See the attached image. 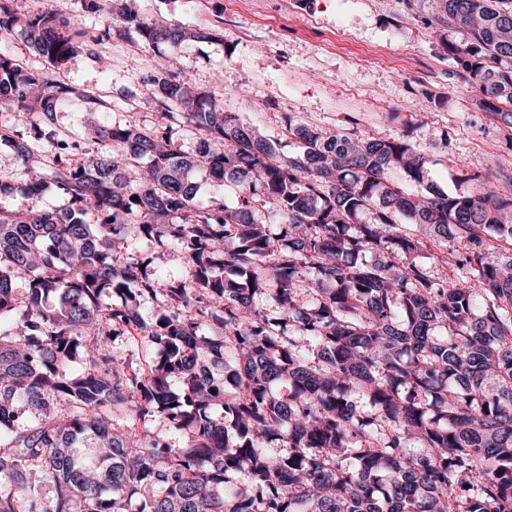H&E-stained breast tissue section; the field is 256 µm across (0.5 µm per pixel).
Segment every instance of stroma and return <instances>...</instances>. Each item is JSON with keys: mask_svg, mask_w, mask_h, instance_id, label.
Masks as SVG:
<instances>
[{"mask_svg": "<svg viewBox=\"0 0 512 512\" xmlns=\"http://www.w3.org/2000/svg\"><path fill=\"white\" fill-rule=\"evenodd\" d=\"M148 18L211 28L210 42L163 53L113 37L73 58L66 76L112 98L105 123L152 128L162 118L142 99L137 76L174 65L220 95L263 135L296 156L284 115L325 130L404 139L424 153L427 181L455 195L462 173L493 183L512 175V134L492 119L478 88L459 77L447 51L460 37L435 22V0H124Z\"/></svg>", "mask_w": 512, "mask_h": 512, "instance_id": "obj_1", "label": "stroma"}]
</instances>
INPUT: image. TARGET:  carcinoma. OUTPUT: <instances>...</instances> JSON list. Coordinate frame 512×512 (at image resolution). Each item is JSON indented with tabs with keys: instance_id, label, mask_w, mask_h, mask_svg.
<instances>
[{
	"instance_id": "obj_1",
	"label": "carcinoma",
	"mask_w": 512,
	"mask_h": 512,
	"mask_svg": "<svg viewBox=\"0 0 512 512\" xmlns=\"http://www.w3.org/2000/svg\"><path fill=\"white\" fill-rule=\"evenodd\" d=\"M16 2L0 0V36L45 65L0 52V106L14 113L0 139L19 171L0 175V196L34 201L0 209V512H512V257L495 245L512 246V189L469 174L466 195H413L387 178L400 168L424 183L412 145L290 115L283 129L304 151L286 157L181 70L138 77L165 124L100 123L83 146L57 114L75 96L95 113L112 105L66 79L74 57L115 33L153 51L215 33L131 14L81 27ZM441 9L464 38L457 67L512 129V0ZM45 134L51 156L37 154ZM195 169L231 179L236 205L199 198ZM50 186L63 203L45 209ZM130 224L183 268L160 277L127 256ZM448 238L454 277L440 253V271L419 260ZM204 327L230 383L199 366L214 349ZM120 336L161 360L113 355ZM78 356L85 371L71 377ZM157 418L188 443L153 434Z\"/></svg>"
}]
</instances>
